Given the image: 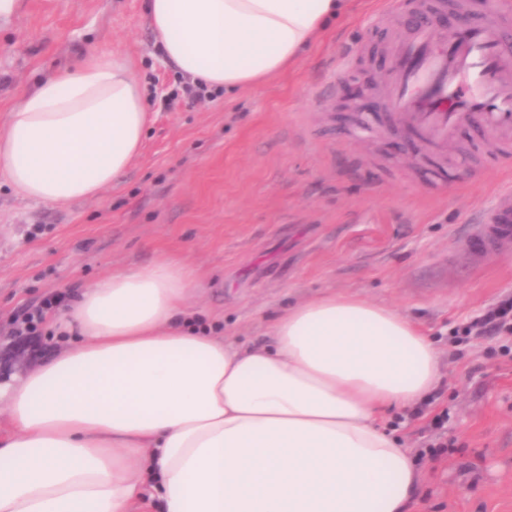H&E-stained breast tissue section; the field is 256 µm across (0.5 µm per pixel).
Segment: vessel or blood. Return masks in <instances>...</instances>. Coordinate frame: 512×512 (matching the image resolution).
Returning <instances> with one entry per match:
<instances>
[{
    "instance_id": "1",
    "label": "vessel or blood",
    "mask_w": 512,
    "mask_h": 512,
    "mask_svg": "<svg viewBox=\"0 0 512 512\" xmlns=\"http://www.w3.org/2000/svg\"><path fill=\"white\" fill-rule=\"evenodd\" d=\"M468 0H390L387 15L413 20L409 36L391 49L396 69L383 87L390 111L431 150L439 151L465 126L496 134L512 156V0H496L479 21L440 37L428 12L466 10ZM512 242V192L480 212L468 239L476 254Z\"/></svg>"
}]
</instances>
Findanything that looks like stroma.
<instances>
[{"mask_svg":"<svg viewBox=\"0 0 512 512\" xmlns=\"http://www.w3.org/2000/svg\"><path fill=\"white\" fill-rule=\"evenodd\" d=\"M385 2L353 0L274 79L191 101L145 0H23L0 28L1 125L38 80L100 47L134 60L150 121L129 169L95 197L59 209L0 183V375L61 346L11 335L23 311L164 257L192 269L204 325L246 347L270 343L288 305L351 294L405 314L439 354L429 400L383 414L417 459L411 512H512V351L497 335L453 339L512 296V250L466 247L479 212L512 188V159L471 127L438 165L383 105L357 108L353 94L388 71L400 35L376 23Z\"/></svg>","mask_w":512,"mask_h":512,"instance_id":"obj_1","label":"stroma"}]
</instances>
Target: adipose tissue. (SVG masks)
<instances>
[{
	"label": "adipose tissue",
	"mask_w": 512,
	"mask_h": 512,
	"mask_svg": "<svg viewBox=\"0 0 512 512\" xmlns=\"http://www.w3.org/2000/svg\"><path fill=\"white\" fill-rule=\"evenodd\" d=\"M348 0H147L162 50L226 91L293 65ZM135 66L98 48L40 80L0 127V179L56 207L97 196L138 155ZM178 259L87 285L51 326L79 334L0 381V512H405L412 452L381 422L439 382L401 312L346 294L288 306L272 345L210 334Z\"/></svg>",
	"instance_id": "adipose-tissue-1"
}]
</instances>
